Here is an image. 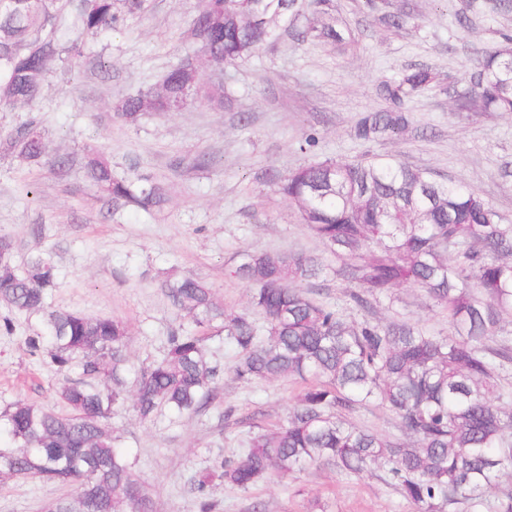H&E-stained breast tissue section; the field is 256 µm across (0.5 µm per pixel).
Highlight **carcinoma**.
Wrapping results in <instances>:
<instances>
[{
    "mask_svg": "<svg viewBox=\"0 0 512 512\" xmlns=\"http://www.w3.org/2000/svg\"><path fill=\"white\" fill-rule=\"evenodd\" d=\"M329 0H201L198 24L208 28L203 46L226 64L258 53L294 26L303 8L319 16L301 32L340 47L346 44ZM57 0H0V103L31 104L62 60L83 57L57 35ZM114 0H83L79 20L91 37L117 29ZM474 59L470 85L454 95L460 110L512 112V35ZM184 66L165 76L154 111L168 112L182 96ZM443 89L438 74L411 68L376 84L383 107L362 113L351 135L368 143L394 139L410 124L405 105L414 95ZM142 95L117 105L133 121ZM23 159L47 157L33 126L14 137ZM87 177L112 205L145 212L167 203L165 187L148 177L119 178L109 162L91 153ZM275 191L290 201L300 223L336 256L332 266L299 252H247L230 274L251 285L249 311L228 314L202 279L168 280L164 290L189 323L172 331L161 357L132 364L127 326L52 308L57 273L41 254L14 263V241L0 236V302L40 315L25 345L66 378L60 412L18 400L0 411V476L31 477L75 493L45 512H152L151 498L118 449L108 421L133 398L143 420L163 411L183 416L206 409L217 397L218 364L208 336L224 335L237 349L234 366L244 381L291 378L300 384L287 425L256 433L235 458H217L192 483L199 512H215L210 486L218 478L249 490L271 475L293 478L307 467L331 464L360 477L381 471L417 512H512V224L477 192L432 179L389 158L327 159L275 173ZM333 276L352 288L361 312L347 321L304 286ZM403 285L424 289L448 318V334L434 335L407 322L382 323L374 305L393 299ZM263 317L257 323L251 312ZM370 404L388 410L399 435L383 437L347 419ZM495 491L493 500L485 498Z\"/></svg>",
    "mask_w": 512,
    "mask_h": 512,
    "instance_id": "obj_1",
    "label": "carcinoma"
}]
</instances>
